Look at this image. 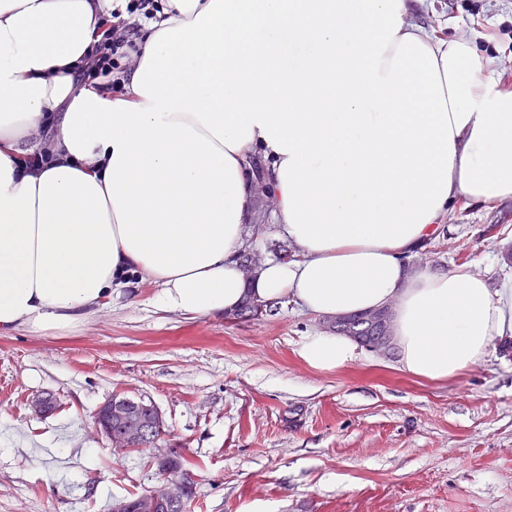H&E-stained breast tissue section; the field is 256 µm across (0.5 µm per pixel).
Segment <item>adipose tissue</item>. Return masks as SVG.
Listing matches in <instances>:
<instances>
[{
  "label": "adipose tissue",
  "mask_w": 512,
  "mask_h": 512,
  "mask_svg": "<svg viewBox=\"0 0 512 512\" xmlns=\"http://www.w3.org/2000/svg\"><path fill=\"white\" fill-rule=\"evenodd\" d=\"M107 99L74 83L88 0H0V334L72 326L131 276L185 317L287 297L334 317L391 308L402 371L440 382L512 339V276L409 258L458 199H512V89L465 38L410 24L412 0H161ZM62 114L79 167L28 175L31 130ZM298 255L245 279L257 207ZM351 337L306 336L331 371Z\"/></svg>",
  "instance_id": "adipose-tissue-1"
}]
</instances>
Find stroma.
I'll return each instance as SVG.
<instances>
[{"label": "stroma", "mask_w": 512, "mask_h": 512, "mask_svg": "<svg viewBox=\"0 0 512 512\" xmlns=\"http://www.w3.org/2000/svg\"><path fill=\"white\" fill-rule=\"evenodd\" d=\"M414 21L472 39L512 85V0H426ZM512 199L459 200L413 265L512 276ZM155 285L69 330L0 335V512H110L154 487L156 452L194 464L192 512H512V351L440 383L362 350L333 371L295 350L326 329L293 299L256 320L188 319ZM53 394L56 410L31 400ZM155 404L166 435L115 457L92 426L112 396Z\"/></svg>", "instance_id": "obj_1"}]
</instances>
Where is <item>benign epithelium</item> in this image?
<instances>
[{"label":"benign epithelium","mask_w":512,"mask_h":512,"mask_svg":"<svg viewBox=\"0 0 512 512\" xmlns=\"http://www.w3.org/2000/svg\"><path fill=\"white\" fill-rule=\"evenodd\" d=\"M134 401L125 397H113L98 407L93 417V426L109 442L110 450L115 455L125 454L140 439L153 435L156 431H164V420L158 408L153 404L140 402L141 407L148 409L152 419L144 420L135 429L126 428L132 412ZM185 453L170 455L165 453L161 459L168 461L167 471L159 483L147 493L148 506L155 512H170L180 507L187 500V488L179 476L183 468Z\"/></svg>","instance_id":"7a95c632"}]
</instances>
